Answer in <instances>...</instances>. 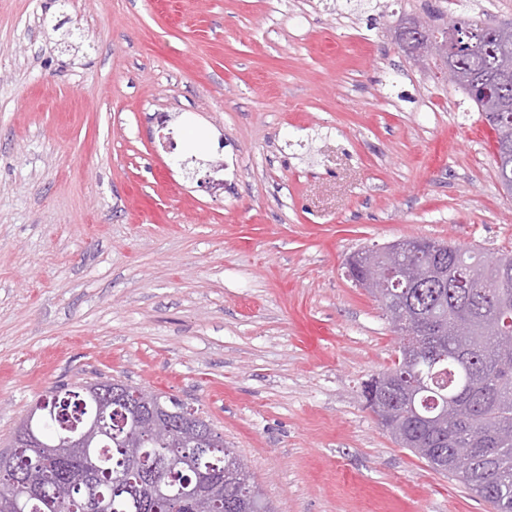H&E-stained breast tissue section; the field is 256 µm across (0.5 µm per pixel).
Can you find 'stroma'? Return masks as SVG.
<instances>
[{
	"label": "stroma",
	"instance_id": "stroma-1",
	"mask_svg": "<svg viewBox=\"0 0 512 512\" xmlns=\"http://www.w3.org/2000/svg\"><path fill=\"white\" fill-rule=\"evenodd\" d=\"M437 10L0 0V452L39 396L114 378L199 408L275 512H492L365 409L397 335L346 268L512 248L494 131L395 39Z\"/></svg>",
	"mask_w": 512,
	"mask_h": 512
}]
</instances>
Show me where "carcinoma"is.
<instances>
[{
    "mask_svg": "<svg viewBox=\"0 0 512 512\" xmlns=\"http://www.w3.org/2000/svg\"><path fill=\"white\" fill-rule=\"evenodd\" d=\"M455 6L460 10L455 31L444 25L428 26L422 47L437 53L440 44L452 42L456 86L495 132L497 178L503 191L512 193V71L500 68L501 57L512 54V26L470 17L468 0H456ZM411 243L413 249L404 259L424 266L430 274L450 270L462 285L440 288L427 278L397 296L402 310L433 319L442 334L394 325L397 362L363 383L365 406L371 410L383 403L387 413L380 424L400 447L434 470L456 477L493 512H512V366L502 367L503 359L512 362V340L506 344L490 329L512 320V251L499 253L489 264L474 247L422 238ZM347 264L353 282H362L365 272L374 268L378 278L395 289L398 274L386 267L384 248L369 249ZM160 400L168 418L190 415L209 425L199 410L181 400L167 395ZM36 403L40 404L37 428L48 436L67 427L81 429L96 412L79 384L59 385ZM108 423L112 439L97 443L101 470L93 495L106 512H137L127 493L115 492V480L125 475L134 443L124 409L112 406ZM192 448L194 443L182 439L166 446L145 440L140 451L156 462ZM20 456L25 458L23 475L42 489L41 496L30 501V512H83L88 489L78 481L75 465L40 457L30 448L20 449ZM202 473L224 478L221 493L227 512H273L261 490L251 499L243 497V489L255 485L254 478L238 467L235 451L216 431L209 449L200 454L198 470L176 467L166 479L178 487L197 481ZM16 483L14 472L0 473V506L10 503ZM150 512H197V506L192 500L175 499L151 503Z\"/></svg>",
    "mask_w": 512,
    "mask_h": 512,
    "instance_id": "carcinoma-1",
    "label": "carcinoma"
}]
</instances>
